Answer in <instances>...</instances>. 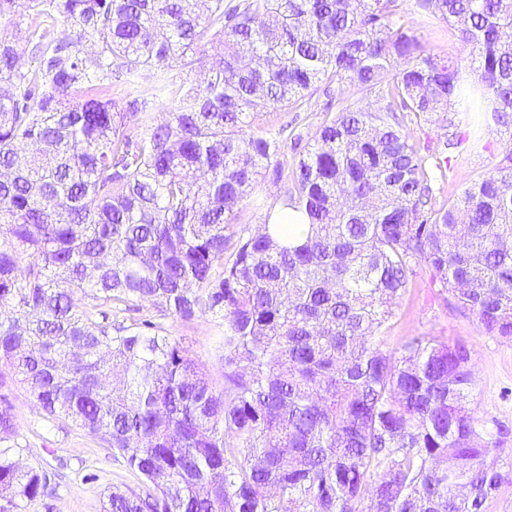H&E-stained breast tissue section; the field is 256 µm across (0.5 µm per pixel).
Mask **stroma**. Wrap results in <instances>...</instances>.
Listing matches in <instances>:
<instances>
[{"label":"stroma","instance_id":"1","mask_svg":"<svg viewBox=\"0 0 512 512\" xmlns=\"http://www.w3.org/2000/svg\"><path fill=\"white\" fill-rule=\"evenodd\" d=\"M403 9L415 34L431 53L462 65L469 63L471 48L462 41L457 28L420 13L415 0H404ZM325 102L322 90L313 89L306 111L277 108L263 114L260 127L267 130L291 125L303 141H312L321 124ZM458 132L464 141L455 150L450 167L435 181L441 201L458 197L472 182L493 171L502 158L503 145L512 141V126L486 128L479 146L471 140L469 125L460 124ZM140 315L164 327L167 336L181 341L209 369L215 389L223 388V331L211 316L200 314L186 322L160 315L148 305ZM425 334L442 335L468 345L477 416L512 428V344L484 335L475 317L463 313L454 299L438 296L428 269L421 266L380 344L383 350L396 352L407 338ZM0 380L5 381L4 391L13 405L12 440L21 449L18 463L46 471L51 477L45 495L27 503L24 512H102L112 486H136V476L120 455L112 453L98 438L50 419L26 389L13 381L8 368L1 365Z\"/></svg>","mask_w":512,"mask_h":512}]
</instances>
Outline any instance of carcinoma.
<instances>
[{"instance_id": "1", "label": "carcinoma", "mask_w": 512, "mask_h": 512, "mask_svg": "<svg viewBox=\"0 0 512 512\" xmlns=\"http://www.w3.org/2000/svg\"><path fill=\"white\" fill-rule=\"evenodd\" d=\"M416 4L471 46L481 113L402 0H24L26 26L0 36V311L20 314L0 318V363L134 471L103 512H487L512 483L497 466L509 429L469 400L467 345L377 343L421 265L512 342V142L439 205L434 170L462 140L406 132L453 100L477 126L512 125V0ZM114 81L126 100L104 96ZM335 81L375 104H347ZM320 84L312 143L253 131ZM288 144L278 205L308 223L287 238L256 198L264 222L236 237L234 206L267 171L283 178ZM147 304L220 321L221 391L159 324L109 320ZM13 429L0 394V441ZM20 452L0 447V512L50 482Z\"/></svg>"}]
</instances>
